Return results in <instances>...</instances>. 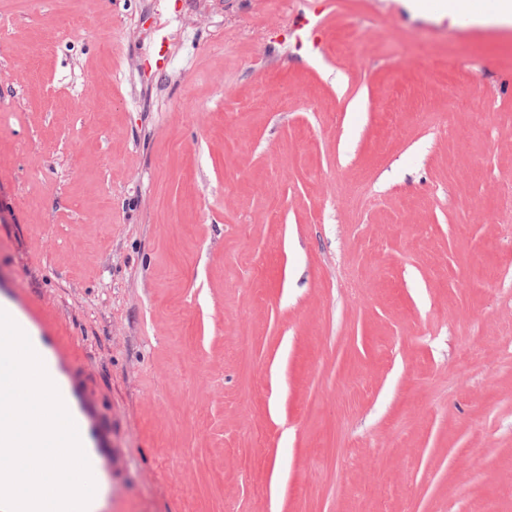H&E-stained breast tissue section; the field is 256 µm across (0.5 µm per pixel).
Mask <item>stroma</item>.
I'll return each instance as SVG.
<instances>
[{"label":"stroma","mask_w":512,"mask_h":512,"mask_svg":"<svg viewBox=\"0 0 512 512\" xmlns=\"http://www.w3.org/2000/svg\"><path fill=\"white\" fill-rule=\"evenodd\" d=\"M0 0V303L100 512H512V24Z\"/></svg>","instance_id":"1"}]
</instances>
